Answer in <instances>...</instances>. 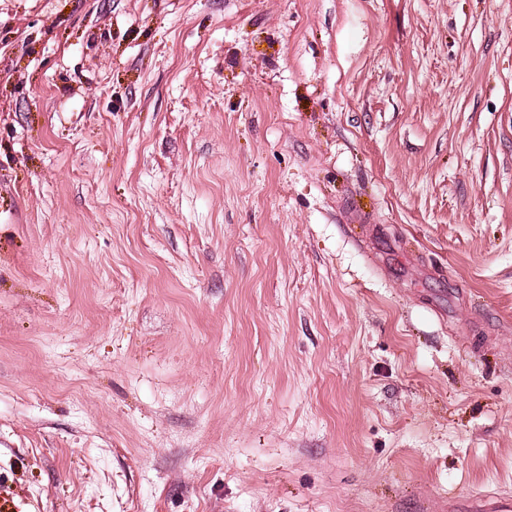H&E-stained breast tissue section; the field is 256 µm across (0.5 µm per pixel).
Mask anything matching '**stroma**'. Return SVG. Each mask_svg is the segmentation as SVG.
<instances>
[{"label": "stroma", "instance_id": "1", "mask_svg": "<svg viewBox=\"0 0 512 512\" xmlns=\"http://www.w3.org/2000/svg\"><path fill=\"white\" fill-rule=\"evenodd\" d=\"M512 496V0H0V512Z\"/></svg>", "mask_w": 512, "mask_h": 512}]
</instances>
